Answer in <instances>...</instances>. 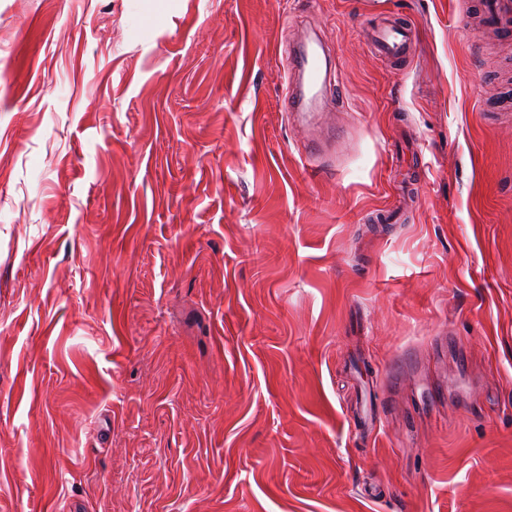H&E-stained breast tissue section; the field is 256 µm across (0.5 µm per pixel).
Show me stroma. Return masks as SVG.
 Segmentation results:
<instances>
[{
  "instance_id": "35a3bbf8",
  "label": "stroma",
  "mask_w": 512,
  "mask_h": 512,
  "mask_svg": "<svg viewBox=\"0 0 512 512\" xmlns=\"http://www.w3.org/2000/svg\"><path fill=\"white\" fill-rule=\"evenodd\" d=\"M474 2L0 0V512H512V39ZM365 41L382 62L399 64L407 60L411 47V27L391 20L363 30ZM290 58L285 91L287 112L298 118H311L316 115L313 105L327 76L323 71L321 55L317 49L301 45L290 53ZM298 79L299 90L295 89Z\"/></svg>"
}]
</instances>
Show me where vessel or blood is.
Listing matches in <instances>:
<instances>
[{
    "mask_svg": "<svg viewBox=\"0 0 512 512\" xmlns=\"http://www.w3.org/2000/svg\"><path fill=\"white\" fill-rule=\"evenodd\" d=\"M477 16L497 28L502 37L512 36V0H478ZM363 37L382 62L399 64L410 54L411 28L405 22L391 20L368 27ZM290 58L287 110L300 118L313 117V106L326 80L321 55L317 49L302 45L291 52Z\"/></svg>",
    "mask_w": 512,
    "mask_h": 512,
    "instance_id": "vessel-or-blood-1",
    "label": "vessel or blood"
}]
</instances>
